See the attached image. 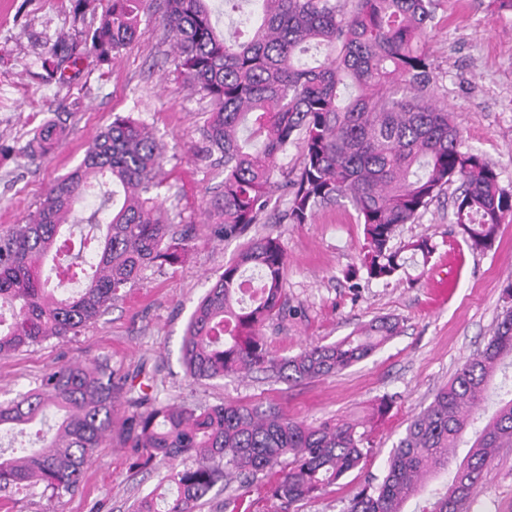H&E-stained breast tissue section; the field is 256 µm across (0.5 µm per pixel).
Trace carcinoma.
Wrapping results in <instances>:
<instances>
[{
    "label": "carcinoma",
    "mask_w": 512,
    "mask_h": 512,
    "mask_svg": "<svg viewBox=\"0 0 512 512\" xmlns=\"http://www.w3.org/2000/svg\"><path fill=\"white\" fill-rule=\"evenodd\" d=\"M259 5L256 18L228 36L218 28L212 0H164L160 20L174 42L175 70L209 101L201 135L206 157L224 163V181L207 213L235 237L266 219L270 188L288 146L301 150L299 173L283 176L285 218L306 224L326 205L352 206L364 225L361 269L389 280L428 259L435 249L422 237L400 249L397 229L412 224L453 182L454 224L475 251L492 246L501 224L512 222V192L500 186L496 166L462 150L461 131L436 101L428 49L434 0H224V11ZM148 0H107L97 25L60 33L43 68L63 81L93 53L112 63L137 38ZM325 47L323 61L304 56ZM59 141L54 123L25 147L34 160ZM164 147L130 115H117L80 163L58 178L25 224L0 232V357L49 339L76 335L95 321L145 270L175 267L189 251L176 236L154 190ZM100 197L89 230L106 225L92 261L63 232L75 206ZM287 258L278 238L253 239L225 264L184 331L181 360L197 381L262 372L300 383L337 375L372 355L398 333L381 318L329 344L293 356L273 354L262 327L288 312L282 281ZM84 280L58 297L50 280ZM506 309L492 336L468 356L431 404L416 415L393 447L384 476L367 479L346 512H469L474 489L500 448L512 446V281ZM135 411L127 444L140 466L179 459L165 476L172 492H151L131 512H192L218 483L275 468L271 498L291 507L317 498L358 468L370 452V433L351 422L318 425L272 406L224 403L201 407L170 403L130 386ZM115 384L106 363L62 366L10 404H0V428L41 422L56 414V430L36 448L0 453V492L43 486L74 492L94 449L112 434ZM493 403L489 414L482 412ZM451 474L423 498L429 485Z\"/></svg>",
    "instance_id": "cac0c4a2"
}]
</instances>
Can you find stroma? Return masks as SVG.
<instances>
[{"instance_id": "obj_1", "label": "stroma", "mask_w": 512, "mask_h": 512, "mask_svg": "<svg viewBox=\"0 0 512 512\" xmlns=\"http://www.w3.org/2000/svg\"><path fill=\"white\" fill-rule=\"evenodd\" d=\"M161 11V0H152L137 40L111 65L88 55L61 84L47 79L41 64L49 43L72 24L68 8L58 0H0V228L24 223L95 136L130 113L166 146L159 199L191 245L183 264L146 270L78 335L0 357L2 404L65 364L107 361L117 386L112 435L94 451L80 489L62 495L19 489L0 498V512H130L136 498L157 489L166 466L135 467L125 437L128 389L140 383L175 403L273 405L299 421L332 418L372 429L373 449L361 469L319 498L284 510L267 493L270 476L261 474L246 488L235 481L216 485L194 508L225 512L229 498L236 512H345L365 478L383 475L410 420L491 336L512 279V223L501 226L491 248L473 251L454 231L453 193L445 191L395 239L400 246L430 238L436 250L428 262L399 278L357 286L344 276L358 265L365 243L350 205H328L308 223L290 224L280 219L286 198L276 189L267 223L224 237L205 211L224 178L223 167L202 156L208 104L176 72L173 43L158 23ZM428 47L437 96L452 112L464 149L495 164L501 186L512 191V13L497 12L491 0H435ZM55 119L64 134L54 149L34 160L24 156L34 132ZM268 234L279 237L287 254L283 288L297 310L263 329L277 355L335 342L382 317L398 319L400 334L342 373L309 382L289 385L261 373L202 382L187 377L180 350L189 316L225 264ZM388 397L389 412L378 415ZM475 497L476 512H512V447L499 449Z\"/></svg>"}]
</instances>
